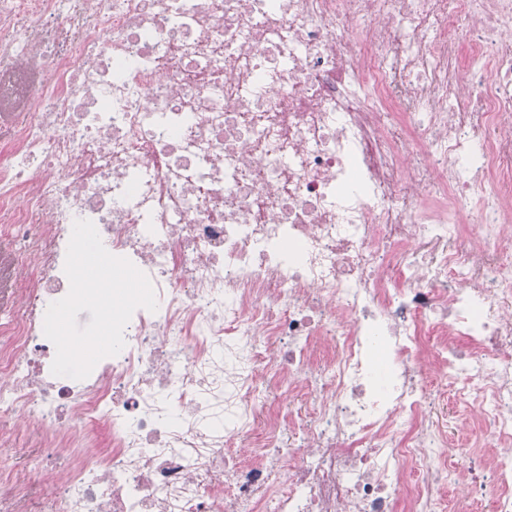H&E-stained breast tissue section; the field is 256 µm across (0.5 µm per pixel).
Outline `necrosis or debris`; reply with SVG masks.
<instances>
[{"mask_svg": "<svg viewBox=\"0 0 512 512\" xmlns=\"http://www.w3.org/2000/svg\"><path fill=\"white\" fill-rule=\"evenodd\" d=\"M0 110V420L112 430L58 512H512V0H0ZM78 219L157 299L82 380Z\"/></svg>", "mask_w": 512, "mask_h": 512, "instance_id": "4bbe7bcc", "label": "necrosis or debris"}]
</instances>
